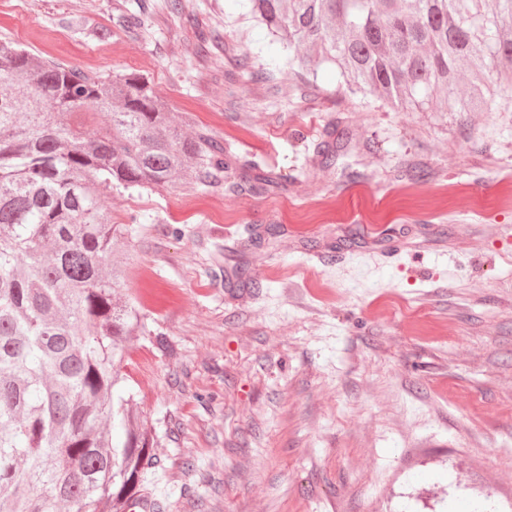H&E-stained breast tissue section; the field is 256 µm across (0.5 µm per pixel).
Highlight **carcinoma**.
<instances>
[{"instance_id": "obj_1", "label": "carcinoma", "mask_w": 512, "mask_h": 512, "mask_svg": "<svg viewBox=\"0 0 512 512\" xmlns=\"http://www.w3.org/2000/svg\"><path fill=\"white\" fill-rule=\"evenodd\" d=\"M310 71L333 64L349 93L396 108L477 112L512 86V0H246ZM469 74L460 83L462 74ZM99 112L110 124L92 134ZM224 145L187 135L136 74L96 75L0 43V512H160L154 438L117 392L142 328L112 261L124 224L100 190L212 183ZM243 173L260 194L275 181Z\"/></svg>"}]
</instances>
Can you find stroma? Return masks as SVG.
I'll use <instances>...</instances> for the list:
<instances>
[{"mask_svg": "<svg viewBox=\"0 0 512 512\" xmlns=\"http://www.w3.org/2000/svg\"><path fill=\"white\" fill-rule=\"evenodd\" d=\"M182 5L0 0V40L138 74L234 167L288 183L101 195L129 227L146 327L122 374L161 512H512V94L397 110L322 68L303 95L239 0Z\"/></svg>", "mask_w": 512, "mask_h": 512, "instance_id": "1", "label": "stroma"}]
</instances>
